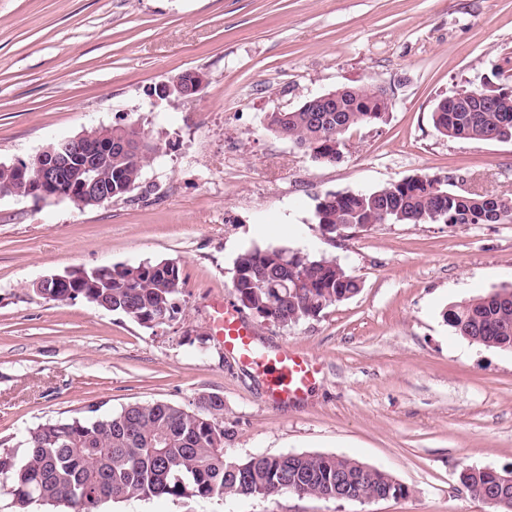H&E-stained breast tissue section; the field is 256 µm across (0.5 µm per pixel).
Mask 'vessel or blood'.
I'll return each instance as SVG.
<instances>
[{"instance_id":"obj_1","label":"vessel or blood","mask_w":512,"mask_h":512,"mask_svg":"<svg viewBox=\"0 0 512 512\" xmlns=\"http://www.w3.org/2000/svg\"><path fill=\"white\" fill-rule=\"evenodd\" d=\"M213 323L226 349L235 352L241 363L262 375L270 397L277 402L303 400L316 381L317 368L312 358L283 350L269 355L255 342V336L234 305L216 301Z\"/></svg>"}]
</instances>
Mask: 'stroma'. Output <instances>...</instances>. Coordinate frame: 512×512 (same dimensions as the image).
<instances>
[{
	"mask_svg": "<svg viewBox=\"0 0 512 512\" xmlns=\"http://www.w3.org/2000/svg\"><path fill=\"white\" fill-rule=\"evenodd\" d=\"M193 71L190 98L154 96ZM512 86V0H0V163L131 123L162 150L123 198L0 195V441L89 405L194 409L224 397L226 453L342 455L388 472L403 496L150 498L100 512H494L463 467L512 469V350L479 346L451 305L512 284V222L378 224L323 236L316 200L416 174L512 197V141L452 139L432 113L458 89ZM387 90L393 105L322 164L264 126L330 91ZM337 258L361 291L288 327L243 317L267 351L320 371L305 401L274 404L226 353L215 301L234 300L251 247ZM175 262L181 313L146 327L83 299L39 295L68 270Z\"/></svg>",
	"mask_w": 512,
	"mask_h": 512,
	"instance_id": "35a3bbf8",
	"label": "stroma"
}]
</instances>
